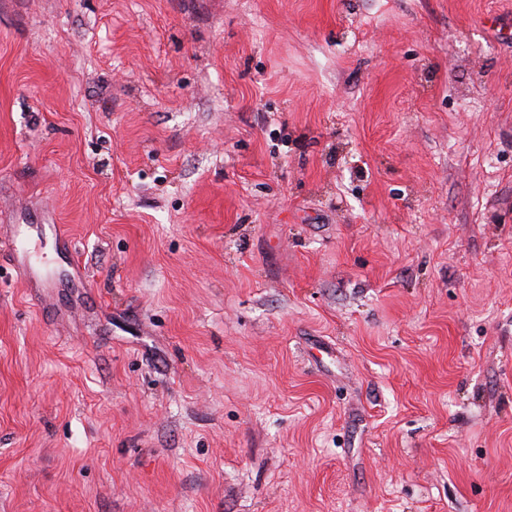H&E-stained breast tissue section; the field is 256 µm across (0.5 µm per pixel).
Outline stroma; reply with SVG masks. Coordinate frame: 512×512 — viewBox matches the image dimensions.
<instances>
[{
  "label": "stroma",
  "instance_id": "obj_1",
  "mask_svg": "<svg viewBox=\"0 0 512 512\" xmlns=\"http://www.w3.org/2000/svg\"><path fill=\"white\" fill-rule=\"evenodd\" d=\"M10 224L0 512H512V0H0ZM32 224H16L13 234L7 239V248L16 272L23 278L39 277V256L36 245L39 236Z\"/></svg>",
  "mask_w": 512,
  "mask_h": 512
}]
</instances>
